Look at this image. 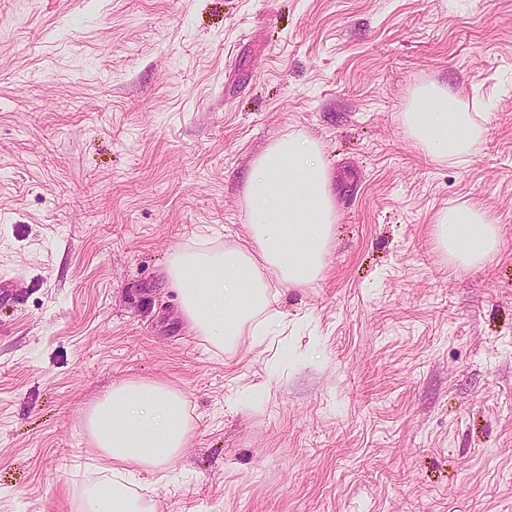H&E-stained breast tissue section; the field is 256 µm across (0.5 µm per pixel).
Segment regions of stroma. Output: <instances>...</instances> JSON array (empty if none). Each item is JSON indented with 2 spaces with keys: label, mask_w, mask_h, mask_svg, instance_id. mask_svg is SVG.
<instances>
[{
  "label": "stroma",
  "mask_w": 512,
  "mask_h": 512,
  "mask_svg": "<svg viewBox=\"0 0 512 512\" xmlns=\"http://www.w3.org/2000/svg\"><path fill=\"white\" fill-rule=\"evenodd\" d=\"M426 83L486 129L466 165L404 130ZM287 134L334 244L225 352L164 270L245 236ZM467 202L500 227L475 268L432 240ZM140 378L196 424L136 478L155 512H512V0H0V512H80L85 414Z\"/></svg>",
  "instance_id": "obj_1"
}]
</instances>
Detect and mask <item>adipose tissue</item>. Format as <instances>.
Returning <instances> with one entry per match:
<instances>
[{
  "instance_id": "obj_1",
  "label": "adipose tissue",
  "mask_w": 512,
  "mask_h": 512,
  "mask_svg": "<svg viewBox=\"0 0 512 512\" xmlns=\"http://www.w3.org/2000/svg\"><path fill=\"white\" fill-rule=\"evenodd\" d=\"M404 124L426 156L456 165L468 162L484 133L472 113L434 88L415 93ZM244 206L245 238L217 250L176 251L166 268L185 321L224 351L244 337L273 333V321L262 316L271 284L308 288L323 274L335 239L336 201L320 146L294 134L270 144L252 163ZM433 234L437 249L466 267L499 245L495 220L475 204L438 212ZM85 429L111 478L93 486L83 512H154L129 481L183 455L194 431L182 392L147 379L113 386L87 411Z\"/></svg>"
}]
</instances>
